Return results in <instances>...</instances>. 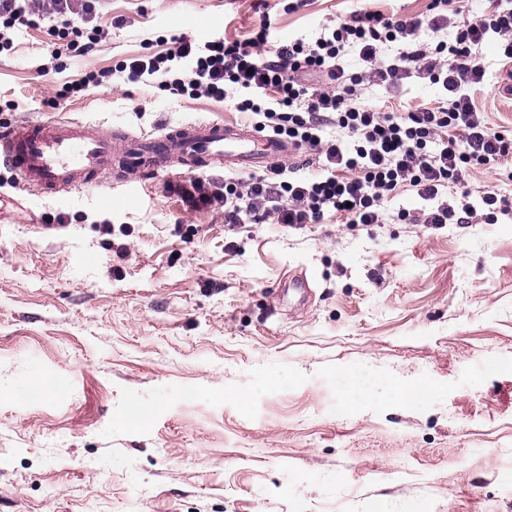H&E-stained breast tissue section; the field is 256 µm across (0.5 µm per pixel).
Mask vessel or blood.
<instances>
[{
    "label": "vessel or blood",
    "mask_w": 512,
    "mask_h": 512,
    "mask_svg": "<svg viewBox=\"0 0 512 512\" xmlns=\"http://www.w3.org/2000/svg\"><path fill=\"white\" fill-rule=\"evenodd\" d=\"M287 153V143L276 137L206 120L147 136L130 134L119 147L88 120L0 126V169L23 190L44 197L104 187L116 169L152 176L177 159L193 170H246Z\"/></svg>",
    "instance_id": "vessel-or-blood-1"
}]
</instances>
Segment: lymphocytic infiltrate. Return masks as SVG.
Here are the masks:
<instances>
[{"label": "lymphocytic infiltrate", "mask_w": 512, "mask_h": 512, "mask_svg": "<svg viewBox=\"0 0 512 512\" xmlns=\"http://www.w3.org/2000/svg\"><path fill=\"white\" fill-rule=\"evenodd\" d=\"M97 3L0 0V53L12 49L16 29L45 23L53 69L61 71L63 54H88L105 39V30L94 22ZM447 5L448 0H433L436 13L426 23L361 10L309 43L270 44L267 20L242 43L217 37L201 45L186 34L173 35L165 50L88 73L65 83L56 97L66 100L117 77L174 96L219 102L233 89L236 110L254 115L256 131L321 158L322 174L309 178L290 177L287 167L277 164L246 179L225 176L220 189L195 176L177 185L186 209L221 203L228 224H316L328 214L350 224H378L384 198L404 186L416 188L424 201V223L472 224L476 207L449 208L438 194L440 188L460 185L468 168L512 156V134L485 125L472 101L485 76L481 47L495 44L512 59V7H497L463 24L452 41L422 43L423 25L440 29ZM396 41L406 43V50L380 61L381 45ZM350 53L361 62L354 71L343 64ZM308 72L324 73L330 87L306 83ZM413 74L439 86L442 105L379 112L358 104L363 87L390 91ZM328 125L338 127L341 137H324Z\"/></svg>", "instance_id": "lymphocytic-infiltrate-1"}]
</instances>
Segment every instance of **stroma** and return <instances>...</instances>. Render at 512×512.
<instances>
[{
	"label": "stroma",
	"mask_w": 512,
	"mask_h": 512,
	"mask_svg": "<svg viewBox=\"0 0 512 512\" xmlns=\"http://www.w3.org/2000/svg\"><path fill=\"white\" fill-rule=\"evenodd\" d=\"M102 0L108 36L41 77L44 30L0 54V124L82 118L152 134L250 124L232 101L65 82L158 36L315 40L359 10L431 0ZM473 95L512 130V60ZM428 80L364 105H437ZM159 173L137 190L39 197L0 177V512H512V159L469 171L474 224H224ZM401 387L420 389L412 400ZM144 409L143 420L133 418Z\"/></svg>",
	"instance_id": "1"
}]
</instances>
